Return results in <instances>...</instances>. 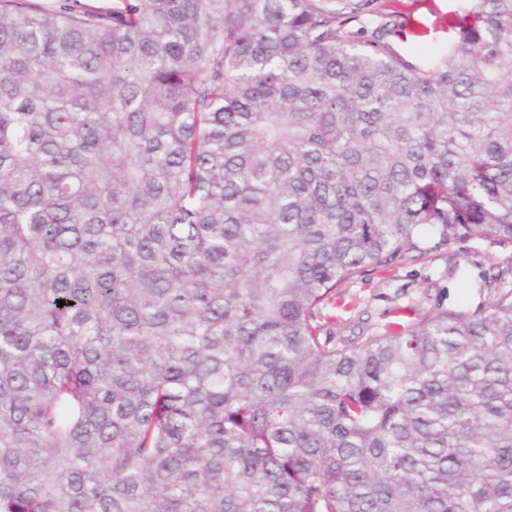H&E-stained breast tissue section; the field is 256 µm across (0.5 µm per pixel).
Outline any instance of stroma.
Masks as SVG:
<instances>
[{"instance_id": "obj_1", "label": "stroma", "mask_w": 512, "mask_h": 512, "mask_svg": "<svg viewBox=\"0 0 512 512\" xmlns=\"http://www.w3.org/2000/svg\"><path fill=\"white\" fill-rule=\"evenodd\" d=\"M466 4L467 0H364L346 30L360 42L379 39L387 50L420 65L447 52L448 17ZM511 258L510 251L472 239L367 273L339 288L335 333L368 336L393 322H415L426 310L476 308L488 297L478 288L481 275Z\"/></svg>"}]
</instances>
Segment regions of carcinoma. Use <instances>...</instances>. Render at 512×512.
<instances>
[{
  "mask_svg": "<svg viewBox=\"0 0 512 512\" xmlns=\"http://www.w3.org/2000/svg\"><path fill=\"white\" fill-rule=\"evenodd\" d=\"M344 25L0 0V512H512L506 278L360 340L329 312L512 247V0L425 67Z\"/></svg>",
  "mask_w": 512,
  "mask_h": 512,
  "instance_id": "cac0c4a2",
  "label": "carcinoma"
}]
</instances>
